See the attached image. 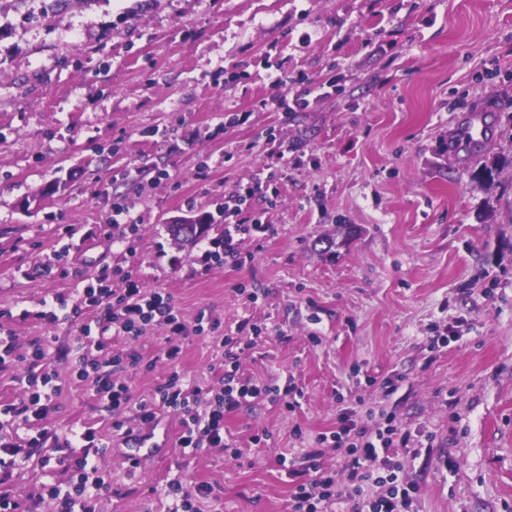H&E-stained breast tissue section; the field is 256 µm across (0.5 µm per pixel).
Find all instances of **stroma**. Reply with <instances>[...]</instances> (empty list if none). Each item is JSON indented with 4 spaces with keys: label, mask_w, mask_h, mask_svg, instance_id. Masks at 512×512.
<instances>
[{
    "label": "stroma",
    "mask_w": 512,
    "mask_h": 512,
    "mask_svg": "<svg viewBox=\"0 0 512 512\" xmlns=\"http://www.w3.org/2000/svg\"><path fill=\"white\" fill-rule=\"evenodd\" d=\"M38 7L0 14V328L23 352L42 341L59 374L48 431L92 427L107 443L98 512H168L174 478L210 484L217 512H289L277 457L314 447L359 397L431 434L403 459L420 512H512V0H93L23 20ZM311 80L336 91L271 107ZM236 112L248 121L224 125ZM475 112L491 138L451 149ZM254 183L246 208L271 231L240 242L243 264L207 261L208 237L174 243L168 225L223 223ZM116 199L136 235L113 223ZM116 268L169 294L186 323L217 322L175 341V368L202 387L222 376L221 335L246 318L265 328L240 371L292 381L295 407L226 416L241 458L174 447L135 473L121 465L137 422L71 376L73 337L106 308L41 315ZM435 327L449 340L433 351ZM171 342L163 327L115 340L142 357L116 374L134 398L175 369ZM386 377L400 382L388 399ZM62 479L35 459L10 488L53 512L38 494ZM325 84H327V85L329 84V87L335 88V85L333 84V82L328 81ZM325 84L322 83L321 85H319L318 87H315L314 89H307L302 94L293 97V99L291 101V105H290V101H288L287 95L278 96V97L273 98L271 100V105L275 109L282 110L283 112H294L296 109L306 108L309 105V101L306 97L310 96L311 94H313L315 92H319L314 97L315 99L326 97L329 94V92H327V91L321 92L325 89Z\"/></svg>",
    "instance_id": "obj_1"
}]
</instances>
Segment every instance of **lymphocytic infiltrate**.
<instances>
[{
	"label": "lymphocytic infiltrate",
	"instance_id": "1",
	"mask_svg": "<svg viewBox=\"0 0 512 512\" xmlns=\"http://www.w3.org/2000/svg\"><path fill=\"white\" fill-rule=\"evenodd\" d=\"M247 198L237 195L224 209V249L210 252L214 263L241 264L238 236L266 232L259 219H248L243 206ZM121 288L100 283L84 288L81 307L106 306L108 316L97 336L75 337L72 350L78 361L72 370L81 381H92L94 393L115 412H131L141 425L151 424L159 411L170 410L180 417L178 437L181 448L195 451L224 447V418L243 404L255 400L280 402L293 391L291 385L260 384L239 374L240 356L253 348L261 334L258 325L249 320L237 323L234 335L224 336V365L221 384L209 389L192 385L178 370L180 347L167 349L165 356L172 370L150 395L133 399L126 384L119 382L114 368L139 365L135 350H117L115 338L137 339L147 328L162 326L172 334L205 332V314H198L194 325H187L171 303V298L158 289L143 287L130 273L120 275ZM46 351L41 341H34L22 398L15 403L0 404V417L22 424H37L38 430L25 445L0 438V485L9 483L16 466L28 461L34 450L44 447L49 438L42 424L53 413V397L60 387L56 371L43 369ZM316 448L305 452L298 466L289 473L297 484L292 494V512H329L342 497L354 501L358 512H419V487L404 473L400 452L411 451L414 441L410 430L402 428L394 412L365 408L359 418L342 414L335 431L316 439ZM332 444L342 463L333 470L321 464L323 444ZM66 453L56 455L54 464L68 474L66 485L45 486L46 495L55 501V512H96L103 490L109 486L98 475L93 462L100 450V438L89 427L71 432Z\"/></svg>",
	"mask_w": 512,
	"mask_h": 512
}]
</instances>
